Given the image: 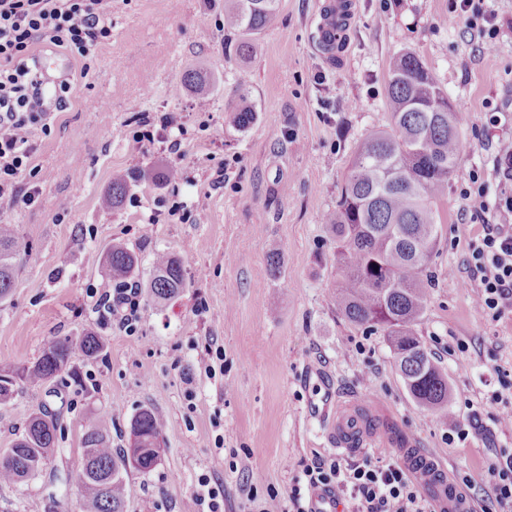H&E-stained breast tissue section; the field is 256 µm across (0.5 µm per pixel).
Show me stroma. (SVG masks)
<instances>
[{
    "label": "stroma",
    "mask_w": 512,
    "mask_h": 512,
    "mask_svg": "<svg viewBox=\"0 0 512 512\" xmlns=\"http://www.w3.org/2000/svg\"><path fill=\"white\" fill-rule=\"evenodd\" d=\"M329 2L280 0L276 20L241 61L235 38L224 34V0H112L111 38L98 45L66 110L33 127L34 153L19 186L37 189L34 203L0 206V224L14 225L30 247L0 304V369L32 365L46 340L89 328L106 354L92 360L74 351L57 377L21 387L0 405V452L39 410L57 423V448L42 471L0 485V512H28L50 495L76 508L89 419L108 411L111 443L123 448L144 408L163 419L166 448L152 471L129 472L127 512H187L204 477L223 485V512H286L307 464L338 455L330 416H309L329 396L339 405L361 400L373 430L398 426L488 505L487 467L512 451V423L495 420L512 408V388L498 379L499 370L512 373V312L495 318L476 304L464 259L481 226L463 190L472 171L491 174L498 140L512 138V0L483 2L499 27L488 50L477 31L442 25L448 0H355L334 64L314 39ZM406 49L462 116L417 328L475 410L461 436L414 403L384 337L350 325L333 301L336 248L323 217L366 130L388 123L389 67ZM195 68L215 79L207 98L182 85ZM242 81L257 118L239 131L225 126L224 106ZM164 113L180 126L182 157L132 137L143 116ZM173 162L179 182L138 177L145 166ZM219 167L225 181L216 188ZM116 175L128 193L113 210L104 199ZM176 203L202 219L168 216ZM115 239L141 259L132 334L95 311ZM158 251L182 258L186 271V288L166 308L145 288ZM274 252L283 266L277 278L268 273ZM212 342L224 350V371L210 377Z\"/></svg>",
    "instance_id": "stroma-1"
}]
</instances>
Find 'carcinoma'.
Segmentation results:
<instances>
[{
	"instance_id": "carcinoma-1",
	"label": "carcinoma",
	"mask_w": 512,
	"mask_h": 512,
	"mask_svg": "<svg viewBox=\"0 0 512 512\" xmlns=\"http://www.w3.org/2000/svg\"><path fill=\"white\" fill-rule=\"evenodd\" d=\"M278 4L279 0H224V32L237 37L239 59L251 56L256 36L273 23ZM184 85L207 97L215 82L207 72L194 69L186 74ZM235 93L236 102L224 108L225 122L244 130L256 119V110L246 85H238ZM387 108L388 124L365 134L336 207L324 216L336 242L340 270L335 301L350 324L385 336L413 401L447 419L452 416L453 393L416 326L429 300L430 263L438 242L434 203L448 189V177L456 167L461 119L412 50L402 52L389 69ZM126 192L123 179L113 180L107 205L120 207ZM28 252V242L13 225L0 224V302L14 288L17 259ZM138 265L137 254L126 243L108 246L105 266L111 283L125 282ZM152 269L149 290L156 303L166 304L186 288L181 258L158 252ZM104 348L102 337L92 330L49 339L33 365L5 372L10 385L0 384V404L21 385L58 375L72 351L97 358ZM110 423L108 413L96 416L83 438L86 479L80 482L81 512H126L125 475L148 473L161 459L164 425L151 409H141L131 420L134 440L128 448L110 446ZM55 439L53 420L42 412L32 416L13 448L0 455V484L37 475L54 451Z\"/></svg>"
}]
</instances>
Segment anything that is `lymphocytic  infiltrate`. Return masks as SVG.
<instances>
[{"instance_id":"lymphocytic-infiltrate-1","label":"lymphocytic infiltrate","mask_w":512,"mask_h":512,"mask_svg":"<svg viewBox=\"0 0 512 512\" xmlns=\"http://www.w3.org/2000/svg\"><path fill=\"white\" fill-rule=\"evenodd\" d=\"M112 0H0V202H15L16 182L30 165L34 147L31 128L50 110H62L75 80L60 75L54 100L42 88V56L70 55L86 62L93 49L111 35L108 21ZM483 0H451L443 23L478 29L483 48H492L498 26ZM472 216L483 233L472 241L465 259L479 307L493 316L512 309V193L490 195L479 173H472L465 191ZM306 487H292L293 512H307L304 489L345 488L349 512H428L417 481L399 465L368 458L345 463L315 458L306 468Z\"/></svg>"}]
</instances>
